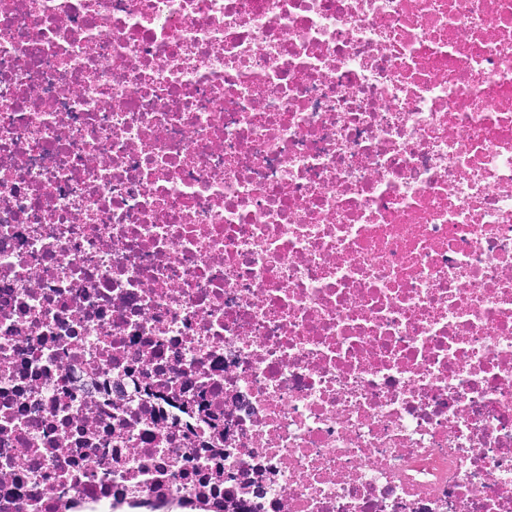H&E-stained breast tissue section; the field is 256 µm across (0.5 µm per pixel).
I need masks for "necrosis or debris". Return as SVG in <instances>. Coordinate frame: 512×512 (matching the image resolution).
<instances>
[{"label":"necrosis or debris","mask_w":512,"mask_h":512,"mask_svg":"<svg viewBox=\"0 0 512 512\" xmlns=\"http://www.w3.org/2000/svg\"><path fill=\"white\" fill-rule=\"evenodd\" d=\"M512 512V0H0V512Z\"/></svg>","instance_id":"obj_1"}]
</instances>
